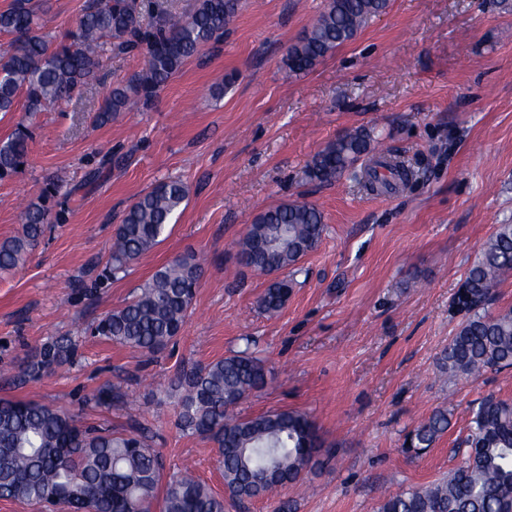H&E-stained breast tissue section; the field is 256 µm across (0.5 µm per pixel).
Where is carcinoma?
I'll use <instances>...</instances> for the list:
<instances>
[{"instance_id": "obj_1", "label": "carcinoma", "mask_w": 512, "mask_h": 512, "mask_svg": "<svg viewBox=\"0 0 512 512\" xmlns=\"http://www.w3.org/2000/svg\"><path fill=\"white\" fill-rule=\"evenodd\" d=\"M389 0H326L324 9L283 59L290 74L307 73L337 48L355 39ZM154 0H88L77 25L60 37L40 33L32 0H14L0 11V33L11 42L0 49V112H12L24 97L28 112H41L97 78L112 54L145 53V67L104 98L98 121L146 105L199 50L224 36L242 0H194L185 15L167 13L146 27L143 11ZM29 133L18 127L0 143V180L15 176L27 155ZM365 129L336 137L317 152L307 176L331 183L352 171L372 150ZM60 186L47 184L24 210L22 230L0 241V271L23 265L44 233L51 213L62 218ZM188 191L169 179L140 196L124 213L111 245L109 269L117 275L163 240ZM325 225L308 203H283L260 213L239 242L238 262L274 279L258 298L268 315L279 312L291 293L286 271L313 251ZM203 268L195 255L176 257L158 268L131 301L105 313L90 335L150 357L180 335L189 317ZM512 275V224H501L483 244L466 278L471 294L467 319L442 357L457 375H479L512 366V310L486 312L491 292ZM78 343L61 336L18 368L38 381L70 362ZM265 362L250 346L216 362L182 372L174 383L179 425L188 434L218 444L224 495L219 496L185 466L164 478V464L146 436L115 432L105 425L80 426L60 407L37 401L0 399V498L49 508L72 492L90 499L92 512H226L295 483L316 465L321 448L314 423L304 414L273 410L242 416L238 407L267 383ZM448 408L433 411L407 435L420 454L448 430ZM465 464L430 485L392 494L378 512H512V404L487 398L474 411Z\"/></svg>"}]
</instances>
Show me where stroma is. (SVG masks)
<instances>
[{
    "label": "stroma",
    "instance_id": "1",
    "mask_svg": "<svg viewBox=\"0 0 512 512\" xmlns=\"http://www.w3.org/2000/svg\"><path fill=\"white\" fill-rule=\"evenodd\" d=\"M85 2L35 0L43 32L72 28ZM325 4L245 0L223 38L147 106L103 125L95 116L105 94L143 69V55L112 57L97 79L44 111L0 112V139L20 124L32 134L22 170L0 182V240L20 232L24 207L46 183L67 195L64 221H48L25 264L0 272V398L55 405L120 432L141 428L166 473L191 465L220 494L218 448L180 430L172 383L251 347L270 383L241 413H304L324 450L317 470L240 512H275L282 497L293 512H377L386 494L464 464L482 400L512 403V368L467 377L441 367L465 319L453 298L482 244L512 223V10L497 0H390L353 41L289 75L288 46ZM361 127L409 169L403 185L371 190L363 178L371 155L335 182L306 177L319 150ZM171 178L188 197L165 240L110 276L125 210ZM288 202L319 208L325 232L270 316L257 307L268 279L239 265L238 243L262 211ZM188 253L204 275L174 346L150 361L88 335L157 268ZM67 335L81 343L73 363L36 382L12 376V365ZM105 384L128 401L93 404ZM442 405L448 431L421 456L406 453L407 433Z\"/></svg>",
    "mask_w": 512,
    "mask_h": 512
}]
</instances>
